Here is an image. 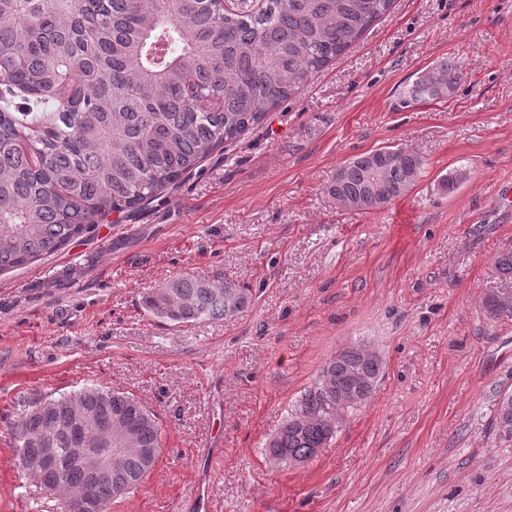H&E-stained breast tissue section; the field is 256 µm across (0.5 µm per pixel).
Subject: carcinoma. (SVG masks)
Returning a JSON list of instances; mask_svg holds the SVG:
<instances>
[{"mask_svg":"<svg viewBox=\"0 0 512 512\" xmlns=\"http://www.w3.org/2000/svg\"><path fill=\"white\" fill-rule=\"evenodd\" d=\"M394 0H0V273L52 256L113 214L131 216L215 150L260 124L311 76L335 61ZM464 77L453 61L427 69L401 94L408 108L450 97ZM21 86L24 93L15 92ZM425 161L392 147L336 168L328 194L354 210L405 195ZM232 281L170 277L143 297L154 318L175 324L232 317L251 303ZM493 314H512L504 293ZM382 362L346 348L321 368L270 443L283 462L313 458L333 436L329 417L357 385L376 389ZM111 427L98 425L100 415ZM496 423L512 437V400ZM26 464L42 448L116 447L112 476L96 482L64 470L70 512L92 497L102 512L135 490L163 447L157 414L134 396L85 384L22 403L10 428Z\"/></svg>","mask_w":512,"mask_h":512,"instance_id":"1","label":"carcinoma"}]
</instances>
